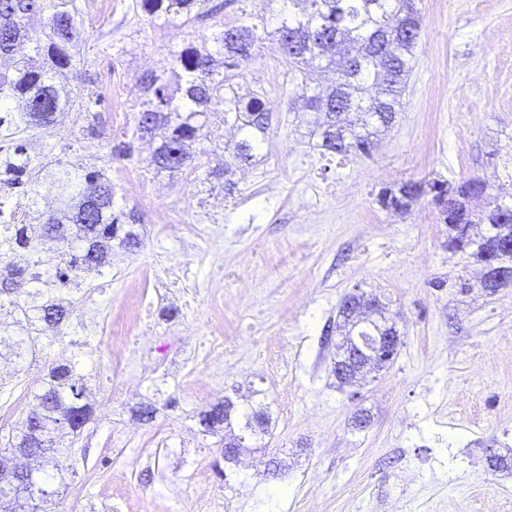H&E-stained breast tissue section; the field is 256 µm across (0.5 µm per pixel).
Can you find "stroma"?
I'll use <instances>...</instances> for the list:
<instances>
[{"mask_svg":"<svg viewBox=\"0 0 512 512\" xmlns=\"http://www.w3.org/2000/svg\"><path fill=\"white\" fill-rule=\"evenodd\" d=\"M78 2L80 107L19 142L78 173L103 169L115 209L140 215L141 245L113 246L110 266L55 291L102 300L97 347L43 336L7 355L17 377L0 387V449L34 403L47 351L100 391L60 469H45L47 512H178L171 491L188 484L203 512H512V473L487 463L512 448V285L476 288L478 264L449 250L428 198L398 213L376 202L408 180L479 177L484 204H512V0H417L402 107L367 157L329 154L310 135L302 74L272 36L279 0H223L219 23L267 20L254 56L224 77L265 100L279 144L230 193L217 177L156 171L144 147L131 161L111 153L134 126L141 76L170 68L210 21L154 19L135 0ZM351 293L379 296L403 336L394 362L357 386L334 374ZM134 304L150 333L125 340L113 328ZM227 396L239 413L205 431L203 413ZM252 409L266 423L249 436ZM239 434L254 462L245 488L221 455Z\"/></svg>","mask_w":512,"mask_h":512,"instance_id":"obj_1","label":"stroma"}]
</instances>
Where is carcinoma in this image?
<instances>
[{
  "mask_svg": "<svg viewBox=\"0 0 512 512\" xmlns=\"http://www.w3.org/2000/svg\"><path fill=\"white\" fill-rule=\"evenodd\" d=\"M139 5L146 14L165 20L191 15L206 20L219 12L207 6V0H139ZM36 15L45 19L44 39L26 57L5 53L15 36H26V23ZM420 32L416 0H283L273 35L295 66H307L301 97L324 151L344 157L366 155L374 138L391 127L413 69ZM83 33L76 0H0V61L11 63L0 73V112L14 117V129H47L72 108L76 88L67 82V74L73 72L74 49ZM258 40L256 23L229 28L217 24L202 45L176 52L171 70L142 76L145 100L134 130L129 139L112 146V154L132 158L142 119L153 115L158 119L153 137L159 143L150 164L178 173L195 161L196 145L206 137L207 117L220 110L224 123L236 129L222 173L235 164L255 161L270 130L271 113L259 94L243 93L216 78L215 62L219 56L221 65L229 67L251 58ZM334 63L345 67L342 82L336 87L317 85L314 72ZM18 152L19 158L0 165L30 177L48 167L23 147ZM51 179L60 206L50 212L34 209L33 223L14 225L11 238L0 240V272L27 274L28 269L15 264L12 256L33 252L43 239L53 240L62 245L63 268L57 283L65 287L80 274L109 264V250L101 248V242L117 239L128 249L140 245L132 230L140 217L134 211L114 210L115 191L102 170H85L86 187L78 191L65 168L52 171ZM477 192L470 179L458 184L447 179L406 181L381 189L377 202L386 210L405 211L429 194L440 221L448 225L452 248L471 250L481 265L493 254L512 264V206L498 204L479 213L474 209ZM75 238L82 242L77 251L71 247ZM40 296L37 290L19 298L0 279V316L26 318L35 311L38 322L61 324L67 317L61 300L39 305ZM83 391L71 361L56 354L48 362L44 389L34 395L36 404L21 423L19 444L36 435L34 448L49 453L65 437L78 434L93 415V406L83 402Z\"/></svg>",
  "mask_w": 512,
  "mask_h": 512,
  "instance_id": "carcinoma-1",
  "label": "carcinoma"
}]
</instances>
